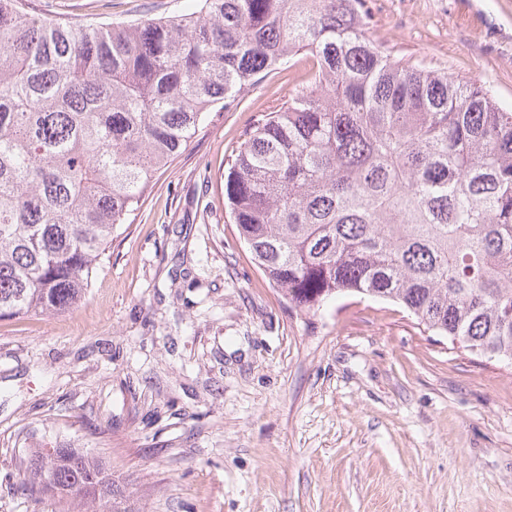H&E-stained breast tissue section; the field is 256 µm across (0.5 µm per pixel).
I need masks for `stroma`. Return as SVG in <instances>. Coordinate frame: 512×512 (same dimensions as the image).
Wrapping results in <instances>:
<instances>
[{"instance_id":"35a3bbf8","label":"stroma","mask_w":512,"mask_h":512,"mask_svg":"<svg viewBox=\"0 0 512 512\" xmlns=\"http://www.w3.org/2000/svg\"><path fill=\"white\" fill-rule=\"evenodd\" d=\"M190 0H28L72 22ZM395 59L512 110V0H365ZM311 66L209 113L68 311L0 320V512H74L25 481L41 444L99 456L137 512H512V363L347 294L303 314L253 263L224 173Z\"/></svg>"}]
</instances>
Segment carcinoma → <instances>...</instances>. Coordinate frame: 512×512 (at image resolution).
I'll list each match as a JSON object with an SVG mask.
<instances>
[{
	"instance_id": "obj_1",
	"label": "carcinoma",
	"mask_w": 512,
	"mask_h": 512,
	"mask_svg": "<svg viewBox=\"0 0 512 512\" xmlns=\"http://www.w3.org/2000/svg\"><path fill=\"white\" fill-rule=\"evenodd\" d=\"M364 0H200L84 24L0 0V320L60 313L205 114L313 58L224 176L255 265L309 314L341 294L512 360V112L390 58ZM43 446L27 476L82 512H136L94 455Z\"/></svg>"
}]
</instances>
